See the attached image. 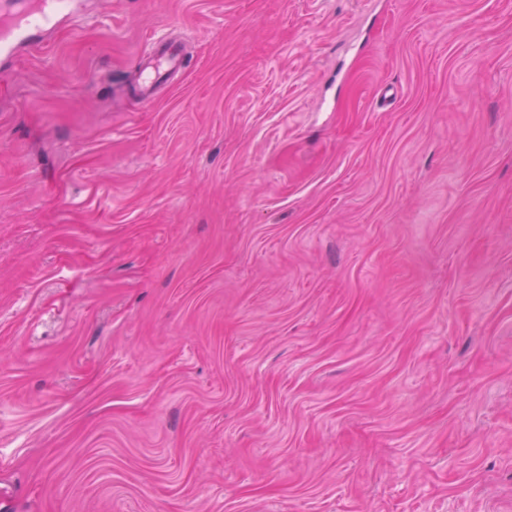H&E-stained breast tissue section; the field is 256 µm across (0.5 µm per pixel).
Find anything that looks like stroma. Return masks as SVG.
<instances>
[{"mask_svg": "<svg viewBox=\"0 0 512 512\" xmlns=\"http://www.w3.org/2000/svg\"><path fill=\"white\" fill-rule=\"evenodd\" d=\"M0 494L512 512V0H81L0 59ZM156 46L160 48L154 57V62L146 66L140 73L141 94L137 100L141 104L150 102L151 91L155 85L180 64V52L176 46L167 44L166 40L159 41Z\"/></svg>", "mask_w": 512, "mask_h": 512, "instance_id": "obj_1", "label": "stroma"}]
</instances>
